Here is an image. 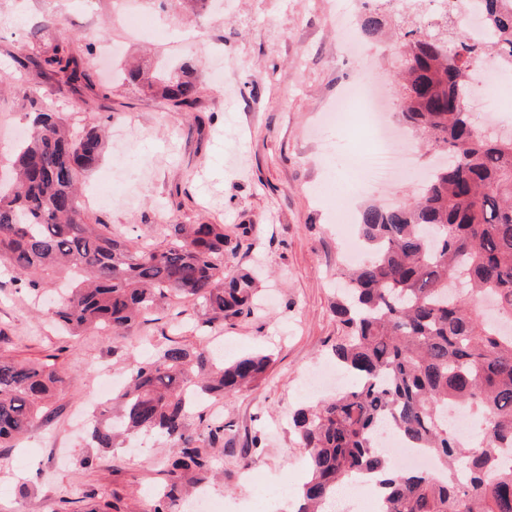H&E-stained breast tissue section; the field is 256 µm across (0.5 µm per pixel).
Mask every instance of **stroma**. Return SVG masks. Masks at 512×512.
<instances>
[{"instance_id": "stroma-1", "label": "stroma", "mask_w": 512, "mask_h": 512, "mask_svg": "<svg viewBox=\"0 0 512 512\" xmlns=\"http://www.w3.org/2000/svg\"><path fill=\"white\" fill-rule=\"evenodd\" d=\"M115 0H0V169L10 165L27 113L49 109L75 124L124 135L108 145L87 186L104 183L110 201L88 205L90 217L112 236L162 243L166 224H220L235 250L225 265L258 274L261 311L232 321L212 317L198 300L162 301L123 336L98 329L71 336L55 328L46 306L11 274H0V355L45 363L75 387L49 400L36 427L14 447H0V512H71L90 505L111 512H152L166 477L164 460L177 444L151 436L97 447L85 423L101 380L124 381L129 357L145 360L169 344L224 341L233 360L262 350L272 357L251 389L212 398L186 425L212 456L204 476L189 472V494L178 512H198L195 492L216 507L254 512L265 492L276 512H288L306 471L307 451L296 441L292 416L316 404L303 376L329 362L344 326L333 305L346 265L338 216L375 201L413 195L416 173L368 183L352 158H363L343 125L321 115L348 80L375 79L382 103L394 111L389 41H367L347 52L336 31V0H124L145 22L174 28L175 38L128 35L114 21ZM92 50L89 78L78 89L45 79L37 66L60 34ZM117 63L155 73L190 64L199 102L172 108L137 86L108 80L107 46ZM225 58L226 81L211 77L213 54ZM223 421L224 437L208 439ZM93 458L84 468V458Z\"/></svg>"}]
</instances>
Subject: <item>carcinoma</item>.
Listing matches in <instances>:
<instances>
[{
    "label": "carcinoma",
    "instance_id": "obj_1",
    "mask_svg": "<svg viewBox=\"0 0 512 512\" xmlns=\"http://www.w3.org/2000/svg\"><path fill=\"white\" fill-rule=\"evenodd\" d=\"M390 3L362 0L359 33L396 36L400 121L443 160L420 176L412 198L359 212L369 254L336 302L347 336L333 348L356 385L295 414L310 464L297 512H321L360 474L379 488L380 512H512V469L499 468L500 455L512 450V333L471 304L492 297L499 316L512 320V138L477 132L469 95L485 62L512 72V0H483L480 23L491 39L458 32L450 0L420 36ZM90 63L70 36L41 60L44 74L74 88ZM119 81L146 86L174 108L197 101L187 64L154 78L122 71ZM103 152L97 127L78 131L62 112L34 113L12 183H0V265L36 293L50 271L68 280L52 317L73 332L119 335L170 297L199 300L226 321L255 314L254 277L224 268L231 247L224 225L167 224L165 243L156 246L115 239L91 222L77 185ZM269 364L264 353L226 365L205 348L159 349L129 363L115 412L92 420L90 439L99 448L143 432L177 441L167 490L153 508L173 512L185 492L182 474L211 466L187 430V414L200 398L256 382ZM64 384L74 382L46 364L0 358V447L31 428ZM450 406L474 411L479 438L464 443L448 427ZM384 422L437 469H403L377 450L373 434Z\"/></svg>",
    "mask_w": 512,
    "mask_h": 512
}]
</instances>
